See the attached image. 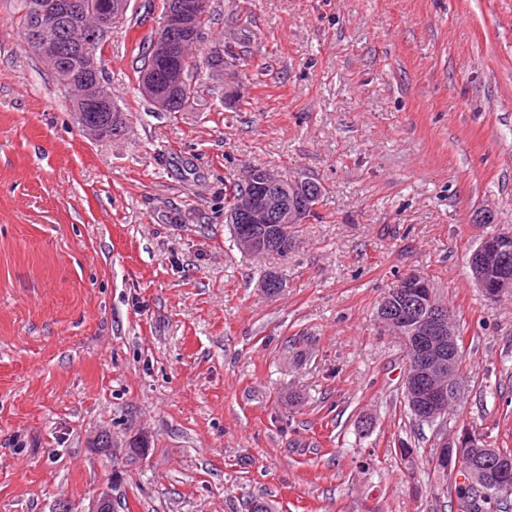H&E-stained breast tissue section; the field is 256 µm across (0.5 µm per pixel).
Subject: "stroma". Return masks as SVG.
<instances>
[{
	"label": "stroma",
	"mask_w": 512,
	"mask_h": 512,
	"mask_svg": "<svg viewBox=\"0 0 512 512\" xmlns=\"http://www.w3.org/2000/svg\"><path fill=\"white\" fill-rule=\"evenodd\" d=\"M16 7L0 0V512L104 490L130 512H457L376 308L430 278L467 354L444 429L512 448V295L468 268L512 226V0H213L197 63L246 64L176 114L138 90L160 0H130L104 139L73 124ZM248 166L327 188L286 255L242 251L224 221ZM103 430L149 449L127 463Z\"/></svg>",
	"instance_id": "1"
}]
</instances>
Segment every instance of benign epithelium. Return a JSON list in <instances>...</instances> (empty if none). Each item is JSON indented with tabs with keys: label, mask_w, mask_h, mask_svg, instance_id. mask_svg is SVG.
<instances>
[{
	"label": "benign epithelium",
	"mask_w": 512,
	"mask_h": 512,
	"mask_svg": "<svg viewBox=\"0 0 512 512\" xmlns=\"http://www.w3.org/2000/svg\"><path fill=\"white\" fill-rule=\"evenodd\" d=\"M129 0H47L39 23L31 37L44 61L54 64L67 50L76 53L81 68H101L97 30L80 31L81 17L94 15L98 30H110L114 14L127 10ZM210 10V0H167L160 13L158 26L150 37V50L155 63L139 74L141 93L160 111L169 109L173 99L185 89L180 61L186 43H197L200 20ZM77 98L88 112L112 111V99L100 92L95 82L83 83ZM243 190L238 209L224 215L238 245L257 250L272 248L284 240V231L294 224L309 220L311 200L321 186L308 179H286L273 168H253L242 174ZM471 277L485 297L496 300L505 292L512 293V230L502 228L485 235L469 259ZM431 284L416 271L402 276L398 287L379 305V328H390L408 355L404 379V396L419 419L436 425V450L448 447V433L443 431L448 412V396L462 388L458 371L455 336L459 324L453 312L437 304ZM459 448L455 460L448 461L446 472L460 469L484 484L502 489L512 482V458L495 448L483 449L484 458L474 455V437L468 428L453 438ZM85 512H118L112 493L105 491L92 500Z\"/></svg>",
	"instance_id": "7a95c632"
}]
</instances>
